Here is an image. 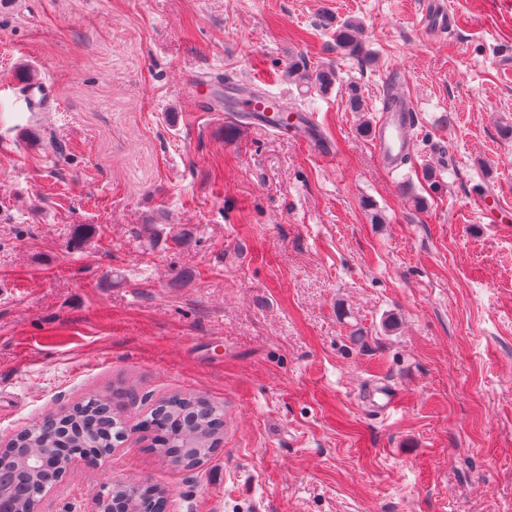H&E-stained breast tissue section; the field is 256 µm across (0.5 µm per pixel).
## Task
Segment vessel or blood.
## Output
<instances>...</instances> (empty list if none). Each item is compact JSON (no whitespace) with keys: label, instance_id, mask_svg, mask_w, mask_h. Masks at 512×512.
I'll return each instance as SVG.
<instances>
[{"label":"vessel or blood","instance_id":"b4317fda","mask_svg":"<svg viewBox=\"0 0 512 512\" xmlns=\"http://www.w3.org/2000/svg\"><path fill=\"white\" fill-rule=\"evenodd\" d=\"M448 25V10L444 0H423L421 26L431 36L439 35ZM224 95L230 111L248 114L259 128L271 129L273 117L287 111L288 105L280 97L268 95L261 99L242 98L235 84L224 86ZM291 123L299 127L305 141L322 154L331 153L328 141L323 139L313 118L303 112L293 114ZM415 110L408 98H401L384 111L373 129V143L381 163L388 168L398 166L412 152V130Z\"/></svg>","mask_w":512,"mask_h":512}]
</instances>
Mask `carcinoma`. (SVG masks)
Here are the masks:
<instances>
[{
	"label": "carcinoma",
	"instance_id": "carcinoma-1",
	"mask_svg": "<svg viewBox=\"0 0 512 512\" xmlns=\"http://www.w3.org/2000/svg\"><path fill=\"white\" fill-rule=\"evenodd\" d=\"M336 48L357 57L365 55L362 28L346 20L336 27ZM288 77L308 89L321 93L329 91L337 82L336 73L327 68L312 70L304 64H289ZM224 428V411L206 398L175 394L157 402L149 414L134 425L125 418V404L121 393H112V413L104 415L92 399L74 406L58 416L52 448L114 447L132 431L152 432V447L173 459L210 458L216 451Z\"/></svg>",
	"mask_w": 512,
	"mask_h": 512
}]
</instances>
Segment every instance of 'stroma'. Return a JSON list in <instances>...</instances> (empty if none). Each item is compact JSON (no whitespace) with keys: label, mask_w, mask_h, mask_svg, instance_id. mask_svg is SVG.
Returning <instances> with one entry per match:
<instances>
[{"label":"stroma","mask_w":512,"mask_h":512,"mask_svg":"<svg viewBox=\"0 0 512 512\" xmlns=\"http://www.w3.org/2000/svg\"><path fill=\"white\" fill-rule=\"evenodd\" d=\"M420 2L0 0V441L116 388L133 423L224 407L199 468L134 433L43 512L143 481L168 512H512V0H446L435 39ZM292 62L338 82L301 93ZM201 73L313 113L332 154L228 130ZM390 90L417 108L394 171L361 130ZM362 28L353 21L346 20L336 27V48L348 53L349 55L363 57L365 55Z\"/></svg>","instance_id":"stroma-1"}]
</instances>
